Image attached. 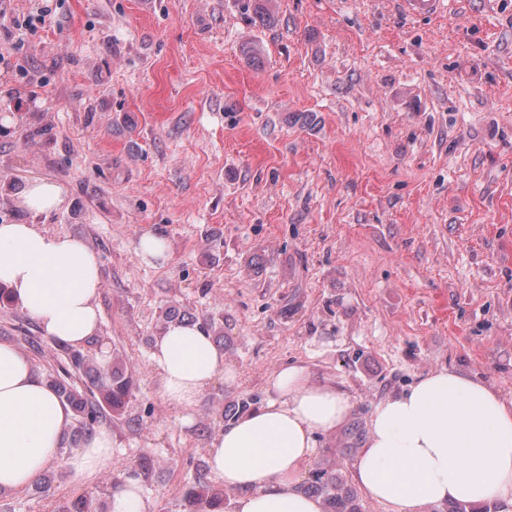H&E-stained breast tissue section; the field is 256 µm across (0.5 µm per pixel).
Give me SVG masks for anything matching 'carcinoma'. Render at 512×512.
Segmentation results:
<instances>
[{
    "mask_svg": "<svg viewBox=\"0 0 512 512\" xmlns=\"http://www.w3.org/2000/svg\"><path fill=\"white\" fill-rule=\"evenodd\" d=\"M271 0H250L249 7L261 21L270 23L274 16L269 8ZM67 366L52 380L57 393L72 407L78 418L79 429L92 431L102 420L112 415H119L125 408L132 386V375L129 362L120 357L112 358V367L97 372L99 384L97 394L88 396L76 382L71 380L72 370L93 371L88 355L80 348L64 350ZM317 488L327 495V501L333 512H355L352 507L354 493L341 487L335 474L322 472L317 476ZM218 494L210 493L207 487H194L188 493V504L191 512H197V506L207 500L213 504Z\"/></svg>",
    "mask_w": 512,
    "mask_h": 512,
    "instance_id": "1",
    "label": "carcinoma"
}]
</instances>
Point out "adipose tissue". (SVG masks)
<instances>
[{"mask_svg":"<svg viewBox=\"0 0 512 512\" xmlns=\"http://www.w3.org/2000/svg\"><path fill=\"white\" fill-rule=\"evenodd\" d=\"M65 194L54 181L32 180L18 204L51 211ZM100 270L98 255L71 236L35 224H0V287L52 341L79 348L96 335ZM149 362L160 377V396L184 409L186 425L193 422L189 408L216 377L230 383L237 376L197 323H170ZM268 393L264 403L215 433L209 468L236 490L233 512H325L322 498L300 482L319 436L347 423L352 402L303 364L272 373ZM72 422L71 407L30 359L0 341V491L25 490L51 465L77 484L111 468L106 428L62 454ZM352 470L366 496L390 512H434L447 504L512 512V398L460 371H430L374 405Z\"/></svg>","mask_w":512,"mask_h":512,"instance_id":"1","label":"adipose tissue"}]
</instances>
